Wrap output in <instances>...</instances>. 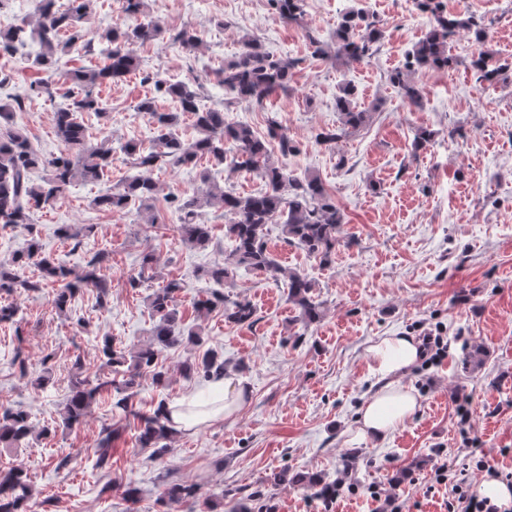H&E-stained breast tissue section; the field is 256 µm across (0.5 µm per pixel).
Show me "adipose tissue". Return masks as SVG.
I'll return each instance as SVG.
<instances>
[{
    "label": "adipose tissue",
    "instance_id": "1",
    "mask_svg": "<svg viewBox=\"0 0 512 512\" xmlns=\"http://www.w3.org/2000/svg\"><path fill=\"white\" fill-rule=\"evenodd\" d=\"M366 358L380 386L359 410L358 426L347 440L352 448L385 443L419 407L414 392L401 382L404 372L419 359L414 337H379L367 348ZM246 393L240 380L215 378L188 392L179 404L169 406L167 417L175 429L192 431L232 416L245 404Z\"/></svg>",
    "mask_w": 512,
    "mask_h": 512
}]
</instances>
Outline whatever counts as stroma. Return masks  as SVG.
Masks as SVG:
<instances>
[{
    "instance_id": "obj_1",
    "label": "stroma",
    "mask_w": 512,
    "mask_h": 512,
    "mask_svg": "<svg viewBox=\"0 0 512 512\" xmlns=\"http://www.w3.org/2000/svg\"><path fill=\"white\" fill-rule=\"evenodd\" d=\"M150 18L168 33L190 28L199 47L187 53L170 42L139 46L138 69L118 81L94 88L105 111L85 112L81 120L91 145L136 142L151 151L156 129L136 109L150 94L145 74L160 72L174 81L199 82L202 106L224 110L227 119L266 136L276 119L297 146L285 160L290 175H318L343 212L340 242L330 262H320L287 243L280 224L267 225L265 238L280 263L315 283L320 322L303 326L298 308L288 298V283L244 269L234 270L224 285L198 278L197 270L224 261L233 243L224 235L227 215L218 208L200 210L212 239L198 249L182 242L178 214L167 202L170 194L201 189L199 172L210 168L225 191L246 195L264 191L255 171L196 165L156 168L150 178L159 192L153 206L157 225L139 223L135 211L105 213L93 204L105 189L140 176L122 154L100 183H76L51 207L34 211L33 231L0 227V263L10 262L38 241L43 251L82 271L95 253H106L100 273L112 284V297L99 304L95 289L78 291L66 312L51 300L55 286L10 296L18 324H0V406L29 411L35 429L56 426L54 436L18 448L0 447V469L23 467L29 474L32 498L28 512H42L53 500L54 512H165L161 497L166 483L197 484L204 497L220 498L233 512L242 496L262 490L272 512H323L311 491L299 485H267L272 474L289 471L334 476L350 457L360 491L333 503L332 512H371L367 488L381 483L395 495L402 512H446L447 494L430 489V469L438 451L463 460L470 450L455 426L454 399H472L473 437L496 469L512 471V80L497 93H484L470 67L480 49L499 62H512V0H444L451 13L474 16L488 33L486 44L469 34L451 42L459 60L451 71L424 69L415 79L425 93L423 108L404 102L389 80L406 54L430 28L415 0H305V14L296 22L272 16L266 0H147ZM365 9L384 30L370 59L336 66L312 57L308 31L333 42L341 15ZM262 43L266 51L298 62L292 90L277 93L263 104L234 100L220 85L217 72L237 56L242 37ZM99 53L75 45L56 69L27 67L19 57H0V100L20 97L16 126L23 128L34 149L50 157L63 145L54 132V114L69 102L70 70L102 65ZM49 84V94L36 95L31 84ZM356 85V105L373 112L371 121L335 146L318 144L321 129L338 126L336 98L342 83ZM436 130L432 146L413 155L419 128ZM379 182L372 192L370 182ZM90 227L80 246L60 239L61 225ZM154 251L158 266L141 273L143 253ZM175 279L184 287L176 306L184 321L204 326V345L224 355L226 372L240 378L250 398L234 417L178 433L171 453L155 460L139 447V422L115 421L112 397L102 394L80 428H60V412L74 375V360L92 371L103 368L100 342L110 336L125 347L147 342L154 323L147 297ZM250 303L254 321L225 322L222 311L206 319L196 303L213 291ZM85 318L86 327L76 324ZM439 325L450 344L447 359L430 369L406 375L420 395L417 413L382 445L354 449L344 442L362 402L377 387L364 357L365 347L392 332L410 336ZM479 361L465 365L471 351ZM28 364L20 377L16 354ZM51 355V383L33 385L44 355ZM190 355L178 346L165 352L169 373L165 388L143 381L135 401L147 412L158 402L177 403L193 383L180 373ZM120 424L112 448L110 471L89 467L102 426ZM129 483L139 490L136 503L119 490Z\"/></svg>"
}]
</instances>
